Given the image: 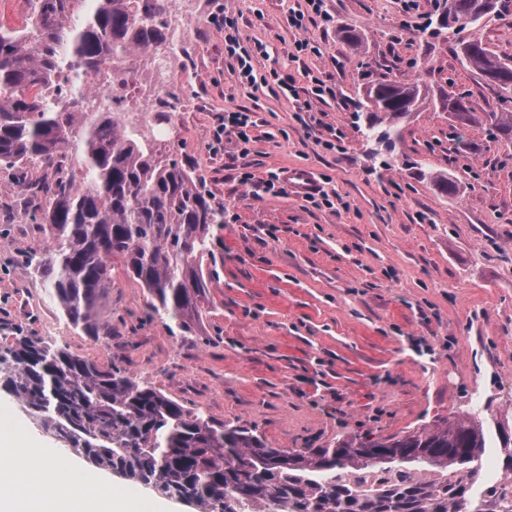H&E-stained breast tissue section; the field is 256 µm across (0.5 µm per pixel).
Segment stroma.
I'll use <instances>...</instances> for the list:
<instances>
[{"label":"stroma","instance_id":"obj_1","mask_svg":"<svg viewBox=\"0 0 512 512\" xmlns=\"http://www.w3.org/2000/svg\"><path fill=\"white\" fill-rule=\"evenodd\" d=\"M305 6L206 0L208 20L189 35V72L173 76L172 120L154 128L224 206L201 330L149 317L150 295L118 267L100 307L111 336L69 324L29 262L48 243L45 201L17 194L14 171L0 169V337L65 344L276 448L401 436L477 404L512 419V147L482 124L456 130L443 109L453 92L473 112L499 111L495 91L462 65L454 39L426 31L435 0H323L306 29L289 27L288 14ZM222 15L237 19L242 46L266 49L253 61L256 91L231 68L214 23ZM461 36L512 57V0ZM279 75L301 88L317 76L337 96L296 119ZM383 79L426 88L391 152L367 143L358 118L364 87ZM238 108L257 121L252 141L215 142L220 117ZM301 168L333 207L295 192L288 174ZM273 173L274 190L256 193ZM434 173L456 181L458 195L442 196ZM1 413L73 469H89L0 389Z\"/></svg>","mask_w":512,"mask_h":512}]
</instances>
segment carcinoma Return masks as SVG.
<instances>
[{"mask_svg": "<svg viewBox=\"0 0 512 512\" xmlns=\"http://www.w3.org/2000/svg\"><path fill=\"white\" fill-rule=\"evenodd\" d=\"M480 0H442L467 26ZM171 0H38L21 30L0 26V167L53 169L44 212L48 249L31 257L68 321L106 337L99 306L112 264L153 297L151 316L182 332L202 326L204 258L224 208L203 184L119 112H87L81 81L134 49L162 45ZM477 75L509 70L481 40L456 43ZM502 111L483 117L464 96L448 115L480 119L512 144V88H496ZM418 83L381 80L364 89L367 137L391 149L418 103ZM80 167L82 183L64 173ZM0 379L29 413L100 470L191 505L197 512H512V435L477 408L403 436L353 434L328 448L282 450L242 426L218 423L119 369L100 368L56 342L0 338ZM503 461L489 478L488 454ZM383 477L367 485L355 477Z\"/></svg>", "mask_w": 512, "mask_h": 512, "instance_id": "1", "label": "carcinoma"}]
</instances>
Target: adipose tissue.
<instances>
[{
	"label": "adipose tissue",
	"mask_w": 512,
	"mask_h": 512,
	"mask_svg": "<svg viewBox=\"0 0 512 512\" xmlns=\"http://www.w3.org/2000/svg\"><path fill=\"white\" fill-rule=\"evenodd\" d=\"M0 512H133L130 497L86 473L66 474L58 460L21 434L0 435Z\"/></svg>",
	"instance_id": "ef3b65f1"
}]
</instances>
